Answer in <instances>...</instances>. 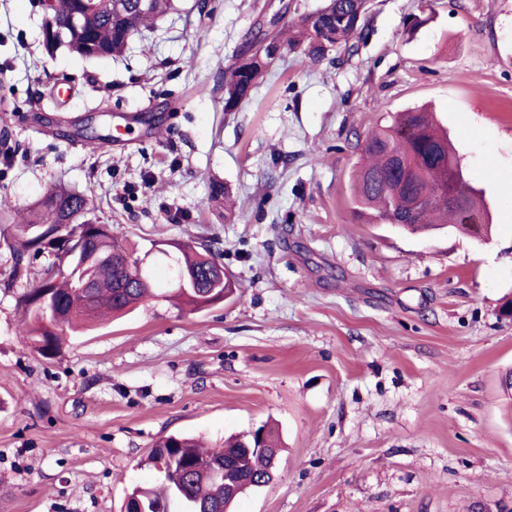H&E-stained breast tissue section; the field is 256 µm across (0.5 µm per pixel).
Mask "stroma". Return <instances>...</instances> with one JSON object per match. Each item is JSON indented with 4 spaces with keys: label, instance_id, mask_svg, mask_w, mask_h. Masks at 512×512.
I'll return each instance as SVG.
<instances>
[{
    "label": "stroma",
    "instance_id": "1",
    "mask_svg": "<svg viewBox=\"0 0 512 512\" xmlns=\"http://www.w3.org/2000/svg\"><path fill=\"white\" fill-rule=\"evenodd\" d=\"M325 3L173 0L121 55L85 59L47 52L39 0H0V198L85 193L159 294L43 357L17 298L48 259L14 281L0 219V512H123L159 482L164 437L267 423L276 475L232 512L512 508V0H370L356 55L284 51L225 111L245 34ZM419 106L483 190L488 240L355 215L357 136ZM188 239L235 284L200 311L161 297L164 250Z\"/></svg>",
    "mask_w": 512,
    "mask_h": 512
}]
</instances>
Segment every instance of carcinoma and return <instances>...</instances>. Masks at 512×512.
<instances>
[{
    "mask_svg": "<svg viewBox=\"0 0 512 512\" xmlns=\"http://www.w3.org/2000/svg\"><path fill=\"white\" fill-rule=\"evenodd\" d=\"M172 8V0H152L140 7V0H52L51 17L66 26L60 45L86 58L112 57L124 52L126 39L146 29ZM369 0H327L316 11L314 23L303 13L292 24L263 32L247 33L246 49L224 71V111L233 112L248 100L268 74L272 60L257 59L255 43L269 39L285 50H299L313 61L332 52L351 56L367 31ZM76 23H71V20ZM356 147L366 158L357 172L353 196L355 212L370 221L397 224L412 233L439 230L449 224L465 225L458 210L442 195L449 193L472 214L482 210L466 185L461 160L447 132L434 116L422 110L400 112L390 124L371 130ZM399 160L416 171L408 183L402 182L392 162ZM419 201L410 212L409 203ZM88 197L79 192L55 190L47 193L18 225L12 251L15 278L28 275L31 260L44 254L54 262L43 272L37 285L17 299L29 325L35 349L44 357L57 351L61 335L80 324H94L105 312H126L156 297L152 287L137 280V273L119 259L131 254L125 240L112 236L106 224L88 219L82 228L83 251L90 262L82 267L69 257L66 243L52 234L68 217L79 218L89 211ZM180 268L193 285L174 289L173 298L194 310L224 301L233 284L215 282L213 266L204 260L213 256L210 247L183 242L175 246ZM89 281L91 288L81 295L74 277ZM154 467L165 465L162 482L156 488L134 486L127 493L128 507L143 506L145 512H167V503L180 502L183 512H231L233 500L224 495V484L212 472L232 464L249 491L270 483L274 475L265 460L243 451L242 438L230 440L222 448H205L185 435H170L155 446L150 457Z\"/></svg>",
    "mask_w": 512,
    "mask_h": 512,
    "instance_id": "1",
    "label": "carcinoma"
}]
</instances>
